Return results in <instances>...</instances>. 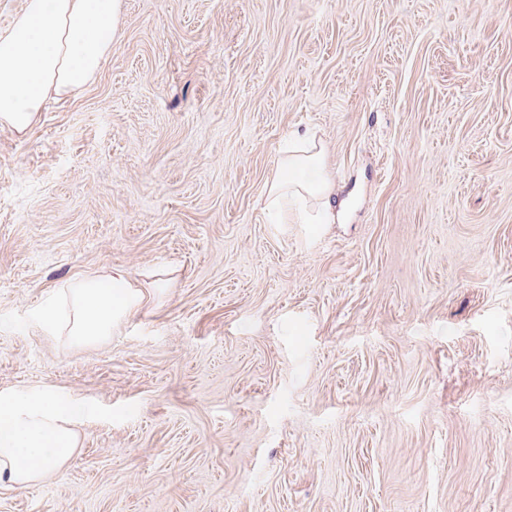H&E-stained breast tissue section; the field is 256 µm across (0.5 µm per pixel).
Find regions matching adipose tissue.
Returning a JSON list of instances; mask_svg holds the SVG:
<instances>
[{
	"label": "adipose tissue",
	"instance_id": "obj_1",
	"mask_svg": "<svg viewBox=\"0 0 512 512\" xmlns=\"http://www.w3.org/2000/svg\"><path fill=\"white\" fill-rule=\"evenodd\" d=\"M118 18L119 0H25L0 29V124L25 134L45 100L79 92L111 56ZM324 154L313 136H296L281 152L264 206L284 213L297 196L329 200ZM144 305V292L125 274L86 276L62 289L57 304L40 309L35 325L73 346L93 347ZM83 416L82 407L45 394H1L0 485L27 487L70 462Z\"/></svg>",
	"mask_w": 512,
	"mask_h": 512
}]
</instances>
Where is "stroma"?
Wrapping results in <instances>:
<instances>
[{"mask_svg": "<svg viewBox=\"0 0 512 512\" xmlns=\"http://www.w3.org/2000/svg\"><path fill=\"white\" fill-rule=\"evenodd\" d=\"M120 2L0 125V394L86 411L0 512H512V0ZM296 132L334 223L263 207ZM111 269L148 301L108 343L35 327Z\"/></svg>", "mask_w": 512, "mask_h": 512, "instance_id": "obj_1", "label": "stroma"}]
</instances>
